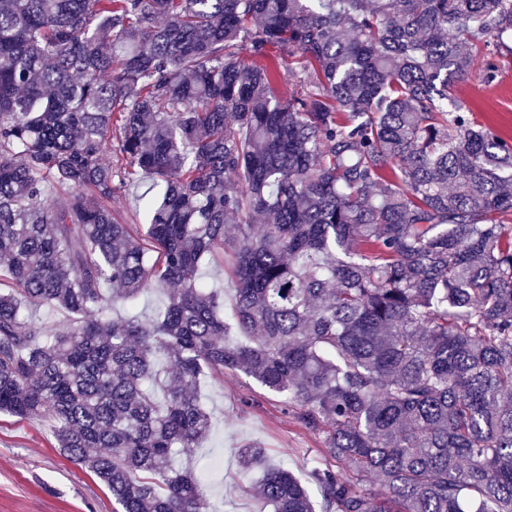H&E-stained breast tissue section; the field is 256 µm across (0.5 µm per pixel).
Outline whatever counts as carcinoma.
Returning <instances> with one entry per match:
<instances>
[{
  "mask_svg": "<svg viewBox=\"0 0 512 512\" xmlns=\"http://www.w3.org/2000/svg\"><path fill=\"white\" fill-rule=\"evenodd\" d=\"M509 54L512 0H0V415L114 512H208L173 460L242 372L324 435L315 498L239 449L272 512H512V144L450 92ZM151 185L149 178H144L139 182L122 188L112 196V211L122 219L129 220L132 214L137 211L138 197L144 193ZM202 274L205 281L216 288L224 289V302H225V310H227V320L230 324H233V321L230 317V308L233 301V291L228 287V283L230 280V271L229 268L225 265L224 267L218 266L213 263L206 264L202 269ZM161 295L158 292L146 291L141 296L138 304L130 307L126 304H118L112 311L114 319H124L137 316L141 319H148L152 316L154 309L159 304Z\"/></svg>",
  "mask_w": 512,
  "mask_h": 512,
  "instance_id": "cac0c4a2",
  "label": "carcinoma"
}]
</instances>
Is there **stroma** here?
<instances>
[{
    "label": "stroma",
    "instance_id": "35a3bbf8",
    "mask_svg": "<svg viewBox=\"0 0 512 512\" xmlns=\"http://www.w3.org/2000/svg\"><path fill=\"white\" fill-rule=\"evenodd\" d=\"M452 92L475 120L512 141V63L493 82L475 65ZM211 418L209 436L177 460L192 466L209 488V512H271L252 494L258 471H243L237 450L259 444L266 457L301 481L319 455L323 437L303 429L279 397L243 373H228L203 387ZM50 415L31 420L0 416V512H113L109 490L61 454Z\"/></svg>",
    "mask_w": 512,
    "mask_h": 512
}]
</instances>
